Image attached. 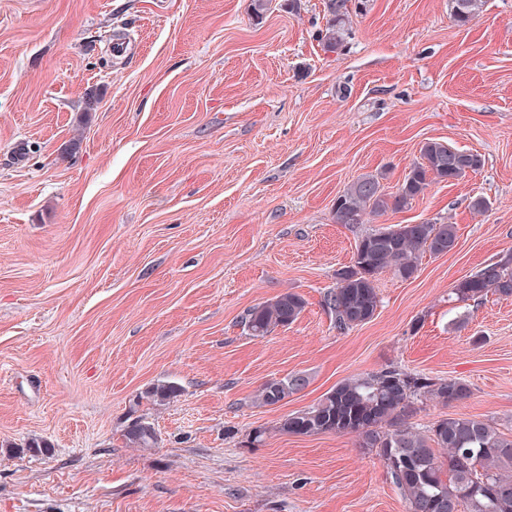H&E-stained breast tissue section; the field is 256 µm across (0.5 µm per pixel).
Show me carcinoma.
I'll use <instances>...</instances> for the list:
<instances>
[{
	"label": "carcinoma",
	"instance_id": "cac0c4a2",
	"mask_svg": "<svg viewBox=\"0 0 512 512\" xmlns=\"http://www.w3.org/2000/svg\"><path fill=\"white\" fill-rule=\"evenodd\" d=\"M451 16L468 25L485 0H450ZM352 0H324L326 24L321 31L324 50L333 52L348 35ZM420 161L405 175L398 192L384 191L380 177L365 174L349 184L333 208L338 224L355 227L370 215L398 210L424 194L433 182L465 178L464 169L478 171L481 155L428 140ZM457 244L454 224H395L358 236L350 265L336 272V288L324 296V306L336 329L348 331L368 323L380 304L377 280L383 273L408 280L422 254H447ZM512 299V253L482 266L451 289L458 302L480 301L488 294ZM306 307L300 294L287 291L249 308L242 323L249 335L265 337L298 320ZM307 378L292 374L263 383L255 395L260 406H274L301 391ZM469 385L455 377L432 378L395 366L345 379L317 403L283 416L276 429L288 435L350 434L358 447L374 451L391 483L399 490L406 512H512V435L490 421L448 415L429 426L412 418L428 402L448 405L468 398ZM181 395V387L163 381L141 392L135 405L163 406ZM125 445L156 448L160 433L149 418L129 417Z\"/></svg>",
	"mask_w": 512,
	"mask_h": 512
}]
</instances>
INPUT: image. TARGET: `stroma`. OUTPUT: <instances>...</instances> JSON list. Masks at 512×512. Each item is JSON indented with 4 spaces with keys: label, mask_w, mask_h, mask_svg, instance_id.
<instances>
[{
    "label": "stroma",
    "mask_w": 512,
    "mask_h": 512,
    "mask_svg": "<svg viewBox=\"0 0 512 512\" xmlns=\"http://www.w3.org/2000/svg\"><path fill=\"white\" fill-rule=\"evenodd\" d=\"M324 25L323 0L259 22L251 0H0V512H406L354 436L276 430L390 365L469 384L420 422L512 434V300L448 299L512 252V0L465 27L448 0H364L333 52ZM431 139L482 167L366 226L458 243L381 275L373 319L338 332L322 300L358 232L336 197L364 174L396 192ZM287 291L302 316L248 335L244 312ZM294 373L303 390L253 404ZM159 380L181 395L135 405ZM135 406L159 447L125 445ZM307 383V378L300 374H292L285 378L269 380L259 387L254 402L259 406L277 405L289 396L304 389Z\"/></svg>",
    "instance_id": "stroma-1"
}]
</instances>
